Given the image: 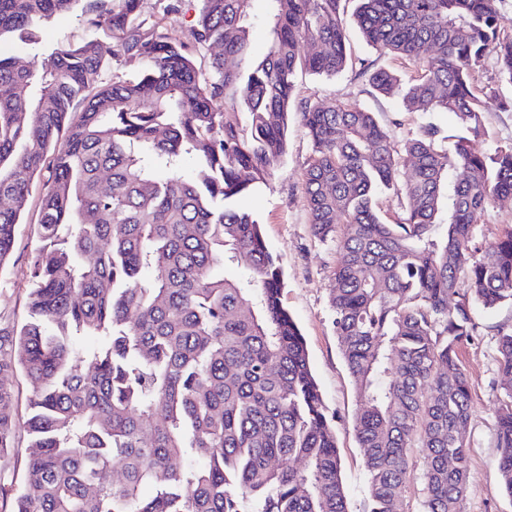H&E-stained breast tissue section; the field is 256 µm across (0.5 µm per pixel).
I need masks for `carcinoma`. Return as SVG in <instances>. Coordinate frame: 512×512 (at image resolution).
Returning a JSON list of instances; mask_svg holds the SVG:
<instances>
[{"label": "carcinoma", "instance_id": "obj_1", "mask_svg": "<svg viewBox=\"0 0 512 512\" xmlns=\"http://www.w3.org/2000/svg\"><path fill=\"white\" fill-rule=\"evenodd\" d=\"M144 2L0 0V45L36 46L78 6L103 32L52 49L39 69L0 48V269L49 172L28 318L0 327V374L18 368L33 383V451L11 512H349L281 266L238 208L286 154L298 75L349 69L458 126L448 137L428 123L399 143L356 104L301 103L309 224L341 252L330 303L356 387L364 512H397L415 454L425 512H462L472 403L458 349L475 335V307L512 302V227L473 243L478 217L512 196V145L474 148L485 135L475 75L488 55L512 84L499 0H354L365 44L418 64L406 83L352 57L343 0H197L188 43L141 19ZM257 20L269 35L260 59ZM303 42L313 50L300 53ZM215 46L206 78L196 55ZM113 61L128 71L108 81ZM386 191L401 199L392 223L375 205ZM498 351L497 488L512 497V329ZM12 409L0 387L1 455Z\"/></svg>", "mask_w": 512, "mask_h": 512}]
</instances>
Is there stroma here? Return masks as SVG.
I'll return each mask as SVG.
<instances>
[{
    "label": "stroma",
    "mask_w": 512,
    "mask_h": 512,
    "mask_svg": "<svg viewBox=\"0 0 512 512\" xmlns=\"http://www.w3.org/2000/svg\"><path fill=\"white\" fill-rule=\"evenodd\" d=\"M196 0H183L178 11L168 12L162 0H147L144 16L159 22L170 41L187 42L197 19ZM297 97L329 106L354 103L375 112L395 140H402L425 122H433L442 135L455 134L453 115L430 116L406 111L395 96L377 94L352 72L326 79L310 74L298 77ZM312 154L298 104L292 105L288 121V149L265 185L244 197L241 205L258 218L269 249L283 270L282 302L298 324L307 345L310 364L321 389L335 432L341 459L342 478L350 512H363L366 473L362 450L353 429L356 394L340 352L332 325L329 303L333 270L340 259L335 241L322 242L311 233L304 200L303 174ZM41 183H34L23 222L17 225L8 264L0 269V326L10 327L25 320L26 285L37 242L32 226L38 217ZM478 336L461 347L459 357L469 376L473 412L467 426L470 467L462 502L463 512H512V498L496 489V410L498 334L512 326V304L476 308ZM29 454V437L16 428L14 446L0 457V512H11L13 499L24 482Z\"/></svg>",
    "instance_id": "35a3bbf8"
}]
</instances>
